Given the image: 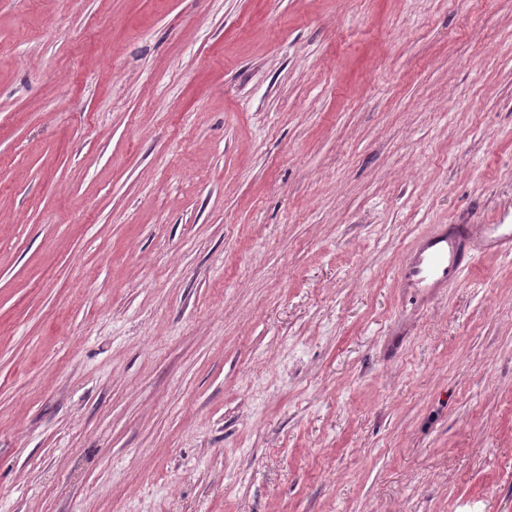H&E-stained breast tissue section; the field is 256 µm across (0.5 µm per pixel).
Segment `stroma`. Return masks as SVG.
Segmentation results:
<instances>
[{
    "instance_id": "stroma-1",
    "label": "stroma",
    "mask_w": 512,
    "mask_h": 512,
    "mask_svg": "<svg viewBox=\"0 0 512 512\" xmlns=\"http://www.w3.org/2000/svg\"><path fill=\"white\" fill-rule=\"evenodd\" d=\"M512 0H0V512H512ZM476 239L498 252L512 251V226L508 224H462L448 231L437 224L418 235L399 268L401 288L417 296L438 293L457 278L466 259V248Z\"/></svg>"
}]
</instances>
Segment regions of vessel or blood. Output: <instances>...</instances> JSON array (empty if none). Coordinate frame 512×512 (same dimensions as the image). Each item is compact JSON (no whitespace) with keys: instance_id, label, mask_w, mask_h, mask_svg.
Instances as JSON below:
<instances>
[{"instance_id":"b4317fda","label":"vessel or blood","mask_w":512,"mask_h":512,"mask_svg":"<svg viewBox=\"0 0 512 512\" xmlns=\"http://www.w3.org/2000/svg\"><path fill=\"white\" fill-rule=\"evenodd\" d=\"M499 252L512 251V227L505 224H439L418 235L399 268L401 287L418 296L438 293L457 278L471 240Z\"/></svg>"}]
</instances>
